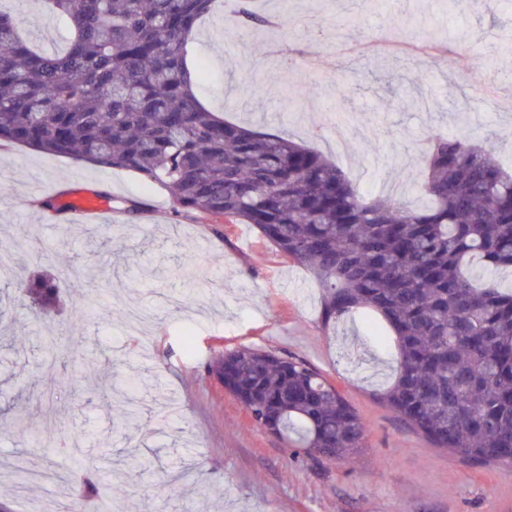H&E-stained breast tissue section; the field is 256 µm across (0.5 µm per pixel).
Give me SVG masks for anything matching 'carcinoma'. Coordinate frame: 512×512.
Here are the masks:
<instances>
[{
    "instance_id": "obj_1",
    "label": "carcinoma",
    "mask_w": 512,
    "mask_h": 512,
    "mask_svg": "<svg viewBox=\"0 0 512 512\" xmlns=\"http://www.w3.org/2000/svg\"><path fill=\"white\" fill-rule=\"evenodd\" d=\"M69 30L46 53L0 10V145L15 144L165 189L174 211L249 224L323 288L322 323L375 314L397 362L383 402L461 461L512 466V170L459 134L434 132L420 157L430 205L372 198L322 154L224 121L198 99L187 64L218 0H40ZM253 29L275 23L237 0ZM50 312L59 291L30 289ZM224 379L257 424L307 456L354 460L364 426L342 394L295 357L224 353ZM91 466L69 510H99Z\"/></svg>"
}]
</instances>
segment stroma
Wrapping results in <instances>:
<instances>
[{
  "label": "stroma",
  "instance_id": "1",
  "mask_svg": "<svg viewBox=\"0 0 512 512\" xmlns=\"http://www.w3.org/2000/svg\"><path fill=\"white\" fill-rule=\"evenodd\" d=\"M39 49L66 29L37 0H0ZM293 47L316 52L310 82L275 50L279 30L241 28L231 11L206 17L190 47L205 78L198 95L233 123L292 136L336 163L358 190L414 186L415 150L434 131L468 133L512 160V117L498 109L512 72V6L458 11L455 0H288L278 11ZM434 67L408 68L430 43ZM481 77L462 109L459 74ZM358 135L343 148L333 124ZM92 189L144 202L134 220L67 224L44 198ZM27 239L14 276L0 277V501L51 512L67 484L19 469L47 464L102 473L122 512H512V468H479L435 447L382 401L395 356L364 317L323 326L322 291L245 224L175 216L168 193L140 176L15 145L0 147V242ZM54 279L60 309L38 317L27 288ZM194 335L185 356L184 330ZM292 355L333 384L360 415L357 464L316 460L253 424L219 384L225 351ZM152 466L127 473L130 453Z\"/></svg>",
  "mask_w": 512,
  "mask_h": 512
}]
</instances>
